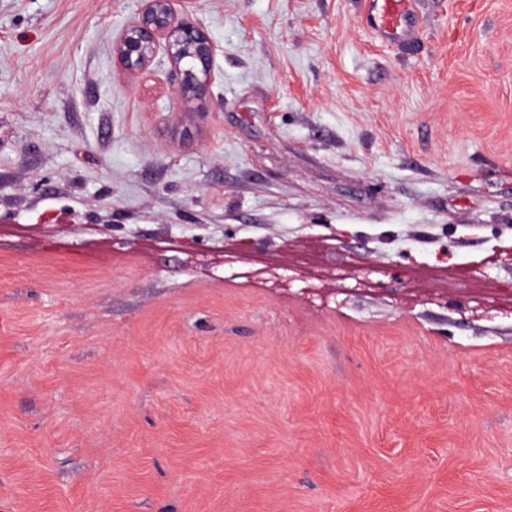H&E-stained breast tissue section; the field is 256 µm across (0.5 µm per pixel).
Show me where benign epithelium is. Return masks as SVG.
<instances>
[{
  "label": "benign epithelium",
  "instance_id": "obj_1",
  "mask_svg": "<svg viewBox=\"0 0 512 512\" xmlns=\"http://www.w3.org/2000/svg\"><path fill=\"white\" fill-rule=\"evenodd\" d=\"M192 0H140L137 19L112 42L118 68L135 76L164 50L183 102L209 93L215 80L217 46L209 34L187 18Z\"/></svg>",
  "mask_w": 512,
  "mask_h": 512
}]
</instances>
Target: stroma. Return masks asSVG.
Returning <instances> with one entry per match:
<instances>
[{
    "instance_id": "stroma-1",
    "label": "stroma",
    "mask_w": 512,
    "mask_h": 512,
    "mask_svg": "<svg viewBox=\"0 0 512 512\" xmlns=\"http://www.w3.org/2000/svg\"><path fill=\"white\" fill-rule=\"evenodd\" d=\"M0 0V512H512V0ZM137 19L112 42L118 68L129 76L149 69L162 48L182 102L205 97L214 83L217 46L187 18L191 0H140ZM363 21L375 37L406 43L419 29L413 0H364Z\"/></svg>"
}]
</instances>
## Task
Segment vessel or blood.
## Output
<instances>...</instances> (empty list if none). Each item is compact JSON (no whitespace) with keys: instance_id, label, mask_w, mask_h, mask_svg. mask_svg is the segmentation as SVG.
Returning a JSON list of instances; mask_svg holds the SVG:
<instances>
[{"instance_id":"obj_1","label":"vessel or blood","mask_w":512,"mask_h":512,"mask_svg":"<svg viewBox=\"0 0 512 512\" xmlns=\"http://www.w3.org/2000/svg\"><path fill=\"white\" fill-rule=\"evenodd\" d=\"M365 26L379 40L407 42L418 30L414 0H363Z\"/></svg>"}]
</instances>
